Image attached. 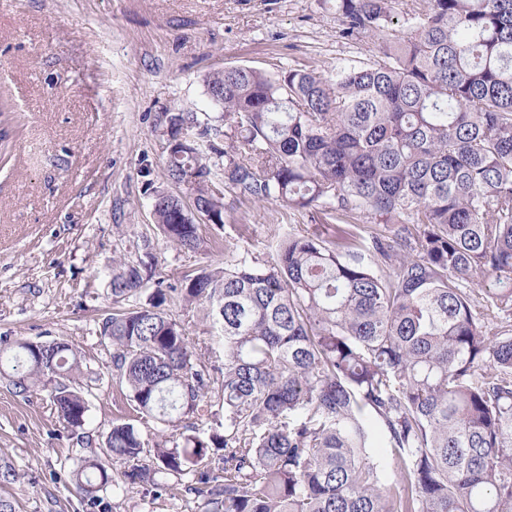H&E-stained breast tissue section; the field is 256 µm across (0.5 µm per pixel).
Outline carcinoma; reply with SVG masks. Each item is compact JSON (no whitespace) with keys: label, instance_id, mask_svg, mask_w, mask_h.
Wrapping results in <instances>:
<instances>
[{"label":"carcinoma","instance_id":"carcinoma-1","mask_svg":"<svg viewBox=\"0 0 512 512\" xmlns=\"http://www.w3.org/2000/svg\"><path fill=\"white\" fill-rule=\"evenodd\" d=\"M395 4L336 0L344 39L381 43L330 78L208 75L222 142L194 112L166 117L195 135L169 153V179L194 177L219 222L222 184L320 223L279 235L265 259L227 247L224 266L183 272L177 294L207 310L220 366L196 357L151 267L112 259L114 302L156 285L101 336L136 417L162 429L151 442L112 425L73 471L88 500L121 490L112 466L137 461L130 483L192 475L208 512H512V0H422L393 37ZM153 216L166 243L200 250L180 198L160 195ZM0 375L19 395L50 390L75 429L99 382L63 340L0 348ZM213 392L224 421L206 431Z\"/></svg>","mask_w":512,"mask_h":512}]
</instances>
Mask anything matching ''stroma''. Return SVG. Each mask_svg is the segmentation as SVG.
<instances>
[{
    "label": "stroma",
    "instance_id": "stroma-1",
    "mask_svg": "<svg viewBox=\"0 0 512 512\" xmlns=\"http://www.w3.org/2000/svg\"><path fill=\"white\" fill-rule=\"evenodd\" d=\"M376 53L372 39L341 38L336 0H0V94L11 103L0 115L11 148L0 167V345L75 346L101 375L84 426L95 440L134 419L100 335L113 308V258L154 257L170 289L166 311L196 352L220 364L202 308L173 285L186 269L222 265L225 248L242 240L266 257L279 234L311 221L306 211L229 194L223 225L199 223L198 252L166 245L154 197H190L166 175V114L194 112L217 126L205 79L230 65L328 77L338 61ZM89 453L48 392L25 398L0 378V464L19 474L0 497L16 512H204V499L176 482L158 492L126 482L119 494L82 499L71 473Z\"/></svg>",
    "mask_w": 512,
    "mask_h": 512
}]
</instances>
